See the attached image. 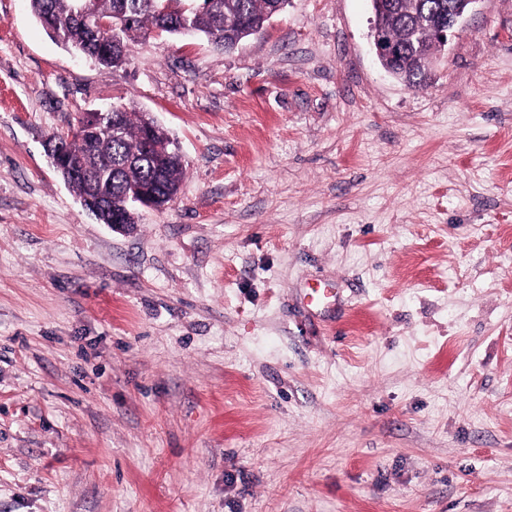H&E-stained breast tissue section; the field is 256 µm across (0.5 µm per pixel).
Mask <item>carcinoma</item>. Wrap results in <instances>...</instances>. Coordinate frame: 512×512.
<instances>
[{"label": "carcinoma", "mask_w": 512, "mask_h": 512, "mask_svg": "<svg viewBox=\"0 0 512 512\" xmlns=\"http://www.w3.org/2000/svg\"><path fill=\"white\" fill-rule=\"evenodd\" d=\"M208 7H193V0H169L167 11H159L152 0H97L98 14L110 19L123 17L118 31H105L96 40L85 37L74 15L75 0H29L31 13L47 34L67 48L80 46L83 55L112 67V42L124 55L139 39L161 29L168 36L181 37L184 25L191 36H205L218 49L230 51L244 39L256 35L275 11L279 0H198ZM378 22L398 47L397 56L387 61L393 74L408 86L428 83L429 61L438 51L428 43L424 26L435 17L448 18L453 0H370ZM117 117L123 127L118 138L101 127L84 124L73 138L63 143L78 158L82 173L66 176L69 186L86 207L96 210L102 224H128L125 206L137 193L149 190L163 207L177 196L184 169L182 156L147 148L146 140L160 144L168 139L151 117L121 104Z\"/></svg>", "instance_id": "cac0c4a2"}]
</instances>
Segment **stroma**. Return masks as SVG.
<instances>
[{
  "mask_svg": "<svg viewBox=\"0 0 512 512\" xmlns=\"http://www.w3.org/2000/svg\"><path fill=\"white\" fill-rule=\"evenodd\" d=\"M371 17L112 69L0 0V512H512V0L417 90ZM117 103L185 165L125 230L44 150Z\"/></svg>",
  "mask_w": 512,
  "mask_h": 512,
  "instance_id": "stroma-1",
  "label": "stroma"
}]
</instances>
